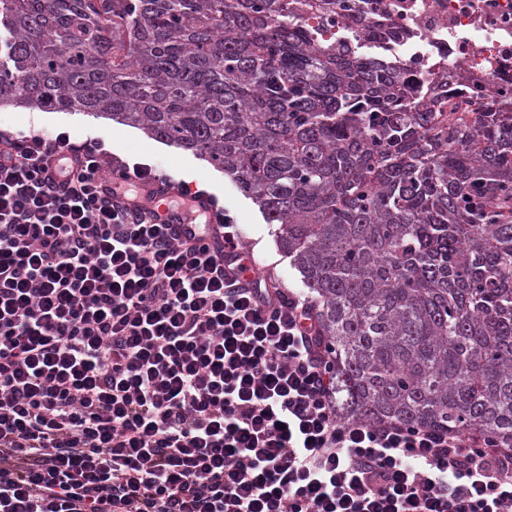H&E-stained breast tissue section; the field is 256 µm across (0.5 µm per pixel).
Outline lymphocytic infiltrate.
<instances>
[{
  "label": "lymphocytic infiltrate",
  "mask_w": 512,
  "mask_h": 512,
  "mask_svg": "<svg viewBox=\"0 0 512 512\" xmlns=\"http://www.w3.org/2000/svg\"><path fill=\"white\" fill-rule=\"evenodd\" d=\"M141 165L0 133V512H512V452L343 419L309 298L240 228L177 241Z\"/></svg>",
  "instance_id": "f902f5d3"
}]
</instances>
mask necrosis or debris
<instances>
[{"label": "necrosis or debris", "instance_id": "necrosis-or-debris-1", "mask_svg": "<svg viewBox=\"0 0 512 512\" xmlns=\"http://www.w3.org/2000/svg\"><path fill=\"white\" fill-rule=\"evenodd\" d=\"M336 33L377 46L429 110L512 112V0H344Z\"/></svg>", "mask_w": 512, "mask_h": 512}]
</instances>
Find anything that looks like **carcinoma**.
I'll use <instances>...</instances> for the list:
<instances>
[{"instance_id": "1", "label": "carcinoma", "mask_w": 512, "mask_h": 512, "mask_svg": "<svg viewBox=\"0 0 512 512\" xmlns=\"http://www.w3.org/2000/svg\"><path fill=\"white\" fill-rule=\"evenodd\" d=\"M336 0H0V104L116 120L279 225L342 416L512 448V113L412 105Z\"/></svg>"}]
</instances>
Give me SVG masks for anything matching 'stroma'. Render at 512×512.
I'll use <instances>...</instances> for the list:
<instances>
[{
    "instance_id": "1",
    "label": "stroma",
    "mask_w": 512,
    "mask_h": 512,
    "mask_svg": "<svg viewBox=\"0 0 512 512\" xmlns=\"http://www.w3.org/2000/svg\"><path fill=\"white\" fill-rule=\"evenodd\" d=\"M11 132H37L46 136L68 132L71 139L83 141L99 139L105 150L127 161L163 169L175 180L187 181L189 187H203L223 203L226 212L242 226L243 247L253 254L260 275L272 283L291 291L308 295L299 272L290 258L285 256L276 243L277 225L267 223L257 205L242 195L229 176H217L215 168L193 153L177 146L156 143L153 148L129 146L124 138L126 126L106 119L50 112L40 109H24L17 105L0 106V130Z\"/></svg>"
}]
</instances>
